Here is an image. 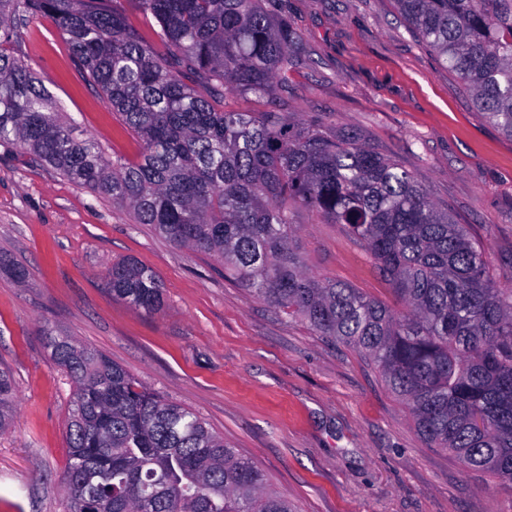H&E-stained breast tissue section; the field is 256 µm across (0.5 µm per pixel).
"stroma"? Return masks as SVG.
I'll use <instances>...</instances> for the list:
<instances>
[{"mask_svg":"<svg viewBox=\"0 0 512 512\" xmlns=\"http://www.w3.org/2000/svg\"><path fill=\"white\" fill-rule=\"evenodd\" d=\"M306 57L273 98L242 94L240 112L275 110L358 134L395 158L512 273V139L396 12L392 0H266ZM15 54L78 136L128 159L141 145L74 66L48 22L19 26ZM305 272L391 300L371 256L344 229L292 209ZM126 258L164 287L154 313L110 291ZM88 344L134 380L200 415L298 512H512V490L431 447L364 354L320 335L238 282L216 256L175 245L133 215L0 143V364L15 418L0 434V512H67L66 423L73 385L43 328Z\"/></svg>","mask_w":512,"mask_h":512,"instance_id":"35a3bbf8","label":"stroma"}]
</instances>
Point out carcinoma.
<instances>
[{
	"instance_id": "obj_1",
	"label": "carcinoma",
	"mask_w": 512,
	"mask_h": 512,
	"mask_svg": "<svg viewBox=\"0 0 512 512\" xmlns=\"http://www.w3.org/2000/svg\"><path fill=\"white\" fill-rule=\"evenodd\" d=\"M124 0H0V142L77 187L130 208L169 241L224 261L288 316L371 359L424 438L512 489V283L486 247L437 206L396 159L321 122L237 112L229 94L271 97L304 47L264 0H136L157 55ZM409 29L512 139V0H393ZM48 21L78 69L142 142L134 160L59 119L9 21ZM342 225L401 307L302 270L285 204ZM112 294L161 309L158 276L116 263ZM73 384L67 423L69 512H294L253 462L193 411L139 385L96 348L43 329ZM0 368V433L14 423ZM128 9V17L130 22L137 27L143 34L147 42L153 47V49L161 54L164 52V48L158 40L156 31L158 30L155 20L151 15H144L136 6L134 2H130L126 5Z\"/></svg>"
}]
</instances>
